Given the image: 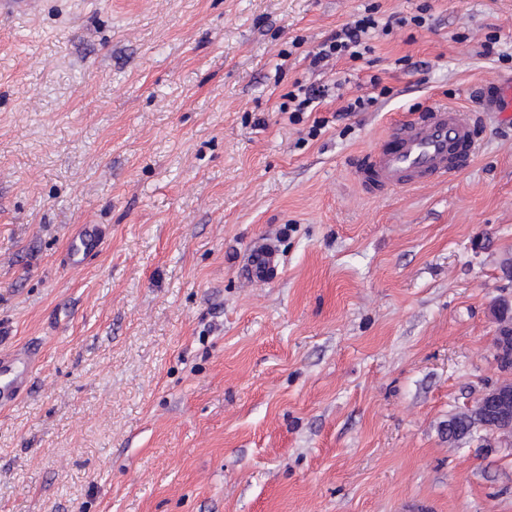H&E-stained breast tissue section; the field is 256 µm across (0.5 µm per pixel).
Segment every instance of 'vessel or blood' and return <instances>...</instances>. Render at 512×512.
I'll use <instances>...</instances> for the list:
<instances>
[{
	"instance_id": "obj_1",
	"label": "vessel or blood",
	"mask_w": 512,
	"mask_h": 512,
	"mask_svg": "<svg viewBox=\"0 0 512 512\" xmlns=\"http://www.w3.org/2000/svg\"><path fill=\"white\" fill-rule=\"evenodd\" d=\"M512 108V82L484 89L478 104L482 112ZM477 152L475 129L464 110L436 104L411 119L393 125L382 147L366 153L356 167L363 191L381 196L389 191L442 182L468 168ZM102 243L97 225H83L67 246L70 265H82ZM280 265L273 242L256 245L250 259L253 280L262 282ZM30 366L25 358H0V406L22 396L28 387Z\"/></svg>"
}]
</instances>
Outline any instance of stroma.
I'll return each mask as SVG.
<instances>
[{
    "label": "stroma",
    "instance_id": "stroma-1",
    "mask_svg": "<svg viewBox=\"0 0 512 512\" xmlns=\"http://www.w3.org/2000/svg\"><path fill=\"white\" fill-rule=\"evenodd\" d=\"M371 5L427 25L311 71ZM374 75L387 94L342 114ZM510 79L512 0L0 13V356L34 358L0 409V512H512V445L448 444L502 378L512 112L476 106ZM297 80L339 95L290 122ZM436 103L474 109L472 165L365 195L354 159ZM85 224L103 243L74 269ZM264 238L281 264L253 283ZM509 353L512 358V322L508 320L498 322L496 335L493 339V359L499 370V363L507 359ZM471 409L459 411L448 419V441L458 442L466 437H471L478 429V425L470 420Z\"/></svg>",
    "mask_w": 512,
    "mask_h": 512
}]
</instances>
